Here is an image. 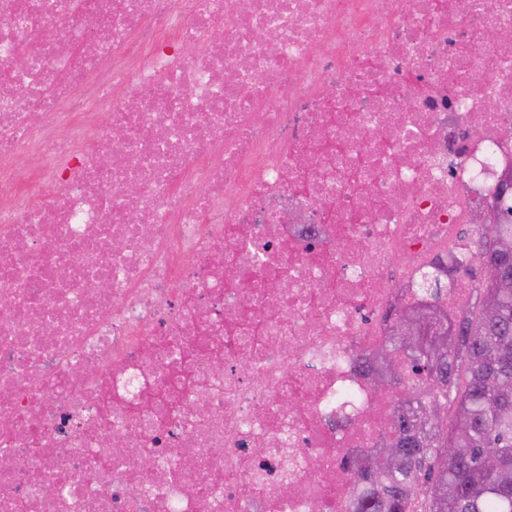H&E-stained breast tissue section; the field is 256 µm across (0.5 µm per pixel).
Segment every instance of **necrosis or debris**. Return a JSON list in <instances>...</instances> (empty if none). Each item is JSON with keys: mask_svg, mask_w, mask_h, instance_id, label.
Masks as SVG:
<instances>
[{"mask_svg": "<svg viewBox=\"0 0 512 512\" xmlns=\"http://www.w3.org/2000/svg\"><path fill=\"white\" fill-rule=\"evenodd\" d=\"M241 1L0 0V512H351L512 206V0Z\"/></svg>", "mask_w": 512, "mask_h": 512, "instance_id": "necrosis-or-debris-1", "label": "necrosis or debris"}]
</instances>
